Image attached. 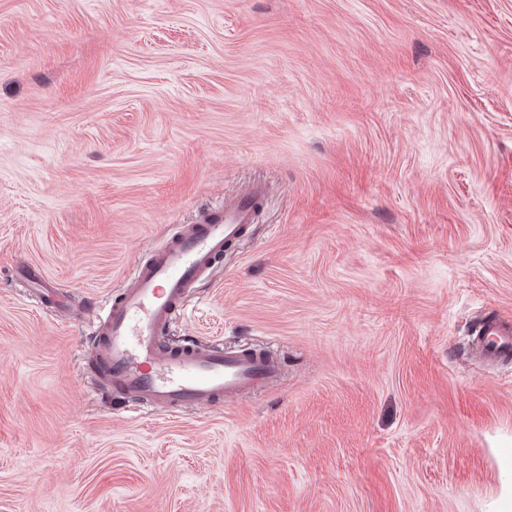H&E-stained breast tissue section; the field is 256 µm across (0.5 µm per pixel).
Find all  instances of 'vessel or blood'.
Here are the masks:
<instances>
[{"label": "vessel or blood", "instance_id": "1", "mask_svg": "<svg viewBox=\"0 0 512 512\" xmlns=\"http://www.w3.org/2000/svg\"><path fill=\"white\" fill-rule=\"evenodd\" d=\"M260 193V187L246 188L201 208L194 223L175 225L163 243L135 260L126 283L106 299L91 333L89 370L126 406L161 414L217 407L278 378L280 363L265 350L194 336L163 340L184 317L194 289L254 224ZM25 279L53 308H64L39 267H28ZM479 333L482 356L512 357L511 324L490 319Z\"/></svg>", "mask_w": 512, "mask_h": 512}]
</instances>
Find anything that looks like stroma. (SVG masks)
I'll return each mask as SVG.
<instances>
[{
    "mask_svg": "<svg viewBox=\"0 0 512 512\" xmlns=\"http://www.w3.org/2000/svg\"><path fill=\"white\" fill-rule=\"evenodd\" d=\"M247 186L171 338L277 354L153 415L99 301ZM36 265L62 314L12 287ZM512 0H0V512H512ZM483 338L477 350L485 358L492 360L508 359L512 355V325L496 319L487 320L478 331Z\"/></svg>",
    "mask_w": 512,
    "mask_h": 512,
    "instance_id": "35a3bbf8",
    "label": "stroma"
}]
</instances>
